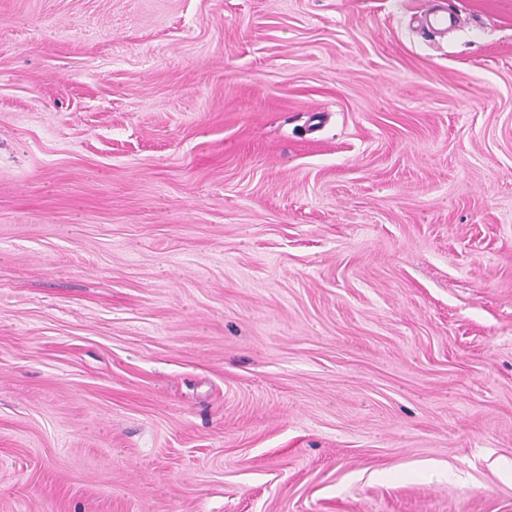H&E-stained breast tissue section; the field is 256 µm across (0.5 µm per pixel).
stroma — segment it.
Wrapping results in <instances>:
<instances>
[{"instance_id":"35a3bbf8","label":"stroma","mask_w":512,"mask_h":512,"mask_svg":"<svg viewBox=\"0 0 512 512\" xmlns=\"http://www.w3.org/2000/svg\"><path fill=\"white\" fill-rule=\"evenodd\" d=\"M0 512H512V0H0Z\"/></svg>"}]
</instances>
